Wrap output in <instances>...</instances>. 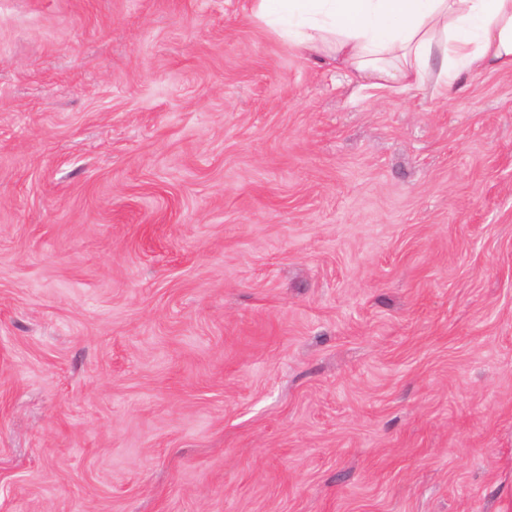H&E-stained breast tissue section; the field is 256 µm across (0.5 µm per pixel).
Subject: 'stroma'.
Masks as SVG:
<instances>
[{"instance_id": "stroma-1", "label": "stroma", "mask_w": 512, "mask_h": 512, "mask_svg": "<svg viewBox=\"0 0 512 512\" xmlns=\"http://www.w3.org/2000/svg\"><path fill=\"white\" fill-rule=\"evenodd\" d=\"M0 512H512V70L0 0Z\"/></svg>"}]
</instances>
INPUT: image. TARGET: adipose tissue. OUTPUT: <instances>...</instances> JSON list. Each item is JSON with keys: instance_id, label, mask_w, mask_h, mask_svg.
<instances>
[{"instance_id": "obj_1", "label": "adipose tissue", "mask_w": 512, "mask_h": 512, "mask_svg": "<svg viewBox=\"0 0 512 512\" xmlns=\"http://www.w3.org/2000/svg\"><path fill=\"white\" fill-rule=\"evenodd\" d=\"M254 11L373 87L442 96L461 73L512 69V0H255Z\"/></svg>"}]
</instances>
